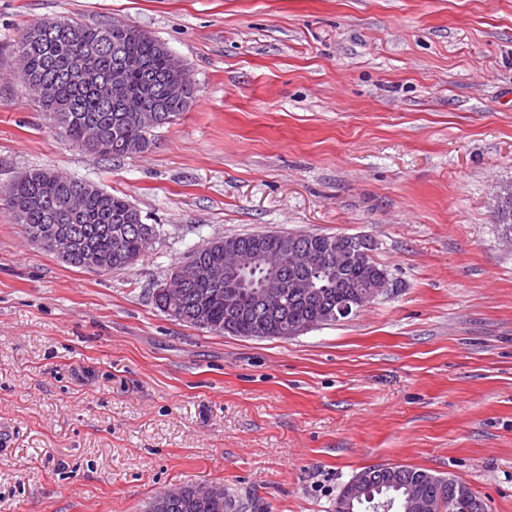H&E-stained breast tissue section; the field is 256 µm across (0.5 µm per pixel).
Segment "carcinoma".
<instances>
[{
  "label": "carcinoma",
  "mask_w": 512,
  "mask_h": 512,
  "mask_svg": "<svg viewBox=\"0 0 512 512\" xmlns=\"http://www.w3.org/2000/svg\"><path fill=\"white\" fill-rule=\"evenodd\" d=\"M58 22L67 26L66 33L57 38L40 37L24 46L20 62L28 81L32 84L47 80L55 82L57 100L64 104L63 109L57 111L56 120L75 145L105 158L131 157L143 152L151 143L152 129L124 119L116 102L102 105L95 85L77 84L72 74L83 54L94 49L99 54L98 77L101 79H112V73L124 60L148 65L151 73L161 80L165 75L168 47L126 24L86 25L68 18H60ZM195 94L193 89L181 99L165 102L166 123L180 117ZM44 172L43 168L29 170L0 189V195L8 196L6 205L27 237L49 233L57 224L71 223L65 186L43 178ZM84 214L87 219L81 224L82 235L90 249L112 254V269H124L128 267L126 259L138 260L147 252L142 238L132 230L133 226L144 224L143 216L126 197L99 186L86 198ZM497 219L503 235L512 239V198L503 202ZM290 236V232H266L242 234L238 239L247 245H257L262 253L281 254L284 242ZM299 236L305 238L306 244L318 254L336 249L334 236L307 232H301ZM222 242V238L208 241L191 250L188 258L202 256L222 260L224 254L219 252ZM381 271L371 258L339 272L334 267L318 271L313 278L317 296L292 309V322L312 326L326 324L327 314L336 309V305L356 299L361 288L373 283ZM178 292L184 294L182 310L186 311V324L190 326H197L193 313L203 305L204 328L212 333L255 338L284 336L282 320L253 309L249 290L238 287L233 281L214 285L188 279ZM358 475L365 476L364 484L359 486L355 479H350L337 495L333 512H373L367 498L371 497L375 502L401 499L413 485L428 502L456 500L460 488L464 487V483L454 478L404 465L368 466ZM231 508L232 499L228 494L211 495L208 488L191 484L173 493L166 512H227Z\"/></svg>",
  "instance_id": "carcinoma-1"
}]
</instances>
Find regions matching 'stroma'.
Listing matches in <instances>:
<instances>
[{"mask_svg": "<svg viewBox=\"0 0 512 512\" xmlns=\"http://www.w3.org/2000/svg\"><path fill=\"white\" fill-rule=\"evenodd\" d=\"M131 24L197 93L133 157L73 144L21 81L27 24ZM50 168L126 195L157 238L95 273L0 204V512H146L190 483L231 512H332L408 465L512 512V0H0V187ZM369 239L392 283L283 338L170 320L152 292L195 246ZM507 193L509 194V189L506 187H500V189L495 192L493 197V208L496 210V212L502 199L506 196ZM497 219L503 235L512 239V197L503 202L501 208L497 212Z\"/></svg>", "mask_w": 512, "mask_h": 512, "instance_id": "35a3bbf8", "label": "stroma"}]
</instances>
